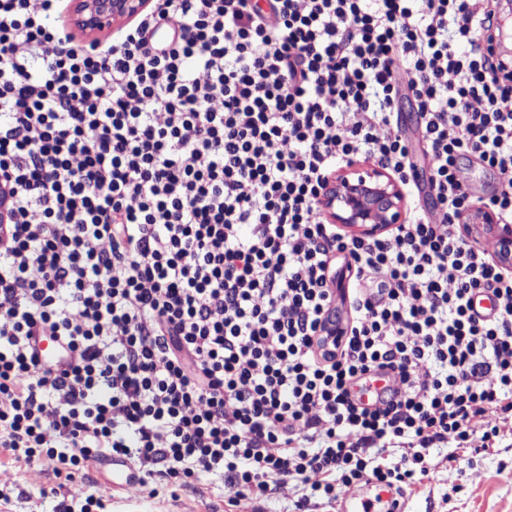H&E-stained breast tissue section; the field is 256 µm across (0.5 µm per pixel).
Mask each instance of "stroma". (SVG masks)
<instances>
[{"label":"stroma","mask_w":512,"mask_h":512,"mask_svg":"<svg viewBox=\"0 0 512 512\" xmlns=\"http://www.w3.org/2000/svg\"><path fill=\"white\" fill-rule=\"evenodd\" d=\"M431 455L439 464L437 474L397 495L396 512H512V439L475 453L459 448L452 437ZM108 477V469L94 461L70 478L57 465L30 468L0 453V512H54L62 499L77 510ZM302 494L293 482L263 503L246 498L233 506L224 490L205 478L183 485L151 481L112 489L103 512H242L258 504L263 512H294Z\"/></svg>","instance_id":"stroma-1"}]
</instances>
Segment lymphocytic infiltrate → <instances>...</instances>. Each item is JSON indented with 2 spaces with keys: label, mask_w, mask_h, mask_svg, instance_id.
Returning a JSON list of instances; mask_svg holds the SVG:
<instances>
[{
  "label": "lymphocytic infiltrate",
  "mask_w": 512,
  "mask_h": 512,
  "mask_svg": "<svg viewBox=\"0 0 512 512\" xmlns=\"http://www.w3.org/2000/svg\"><path fill=\"white\" fill-rule=\"evenodd\" d=\"M494 18L469 0H158L80 46L61 0H0V449L204 475L234 504L291 481L330 500L368 473L411 485L451 434L491 448L512 419V269L461 231L459 160L498 175L482 205L511 224ZM405 93L433 209L347 236L317 198L360 157L410 186ZM375 372L394 385L366 405L352 388ZM400 121L405 135L410 139L414 147V161L421 169H426L425 145L421 140L418 117L413 109L412 102L404 97L401 100Z\"/></svg>",
  "instance_id": "f902f5d3"
}]
</instances>
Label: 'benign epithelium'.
<instances>
[{"label": "benign epithelium", "instance_id": "1", "mask_svg": "<svg viewBox=\"0 0 512 512\" xmlns=\"http://www.w3.org/2000/svg\"><path fill=\"white\" fill-rule=\"evenodd\" d=\"M149 4L150 0H73V15L84 36L94 37L136 18ZM318 207L329 223L341 225L353 237L379 236L401 223L405 195L388 171L355 162L328 178ZM462 223L477 226L502 264L512 265L511 224H499L493 213L477 209L466 213Z\"/></svg>", "mask_w": 512, "mask_h": 512}]
</instances>
